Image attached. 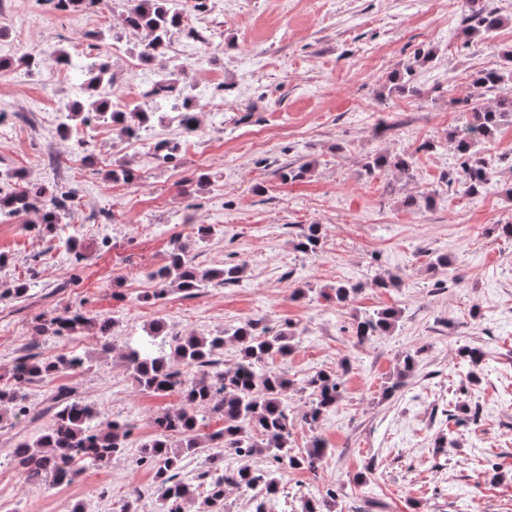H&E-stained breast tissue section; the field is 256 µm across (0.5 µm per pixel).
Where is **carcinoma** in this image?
Masks as SVG:
<instances>
[{
  "label": "carcinoma",
  "instance_id": "1",
  "mask_svg": "<svg viewBox=\"0 0 512 512\" xmlns=\"http://www.w3.org/2000/svg\"><path fill=\"white\" fill-rule=\"evenodd\" d=\"M126 25L144 33L141 53L169 42L179 26V13L175 0H128ZM467 30L472 35L490 37L505 24V18L495 9L471 11ZM62 60L87 76V88L98 85L109 68L85 59L71 60L61 53ZM511 63L508 69L479 70L471 75L474 94L465 100L471 120L454 132L457 153L455 176L448 184H456L469 195L480 194L491 185V176L481 175V169L489 167L481 156L478 146L501 123L512 119V49L504 51ZM392 89L402 96H414L411 70L391 77ZM495 93L493 105L484 104V95ZM86 113H95L105 123L126 129H139L148 124L153 116L149 108L135 106L122 110L106 100L92 96L73 104L70 111L60 116V130L68 132L70 122ZM414 159L411 154L378 155L366 162L369 172L387 169L410 174ZM73 191L47 196L40 189H20L0 196V223L22 213L40 215L39 228L53 231L59 223L60 211L70 202ZM322 240L321 225L303 224L296 236L295 247L303 253H316ZM167 264L152 269L146 276L156 283L153 298H158L176 288L186 294L204 286H224L240 280L244 267L226 264L220 269L202 270L190 260H181L189 247L174 239ZM361 284L339 283L331 288L336 303L341 304L355 295ZM399 313L387 308L357 321L354 335L365 341L374 336L390 334L396 327ZM113 321L94 319L75 310L60 316L42 317L34 330L40 336H64L93 331L101 340L111 339ZM294 336L285 330L270 333L262 319H248L234 329L212 336L194 334L170 335L163 322L153 323L146 338L127 344L122 353L132 382L141 390L155 395L171 393L172 375L181 367H204L219 363L224 355V344L231 342L239 348L236 364L220 374L222 409L206 412L209 383L203 377L189 385L179 407L154 420L152 434L138 445L136 463L149 467L158 485L159 512H177L174 503L190 504L200 501L199 512H221L226 508L225 484L250 486L263 483L269 491L280 489V474L285 470H302L317 474L325 458V443L316 437L309 448L297 452L293 448L291 417L294 408L288 403V389L294 381L281 370L268 368L269 363L285 361L293 349ZM72 359L62 355L55 358H38L24 355L14 362L10 378L0 383V429L14 426L25 411L24 396L20 387L34 378L54 376L71 369ZM300 391L308 394L307 410L302 419L310 427L317 426L323 417L333 410L344 392L343 374L333 369H320L310 375ZM49 425L31 442H20L13 451V458L22 466L21 475L30 480L42 477L56 485H69L85 470L98 468L125 454L129 447L130 426L124 422H99L80 399L72 397V390L60 387L49 407ZM219 417L223 427L210 431V422ZM95 431L99 438L94 448L85 447L86 434ZM223 446L236 454L249 457L265 453L268 465L263 468L243 466L221 475L207 478L198 488L181 477L183 462L188 457H211L213 449Z\"/></svg>",
  "mask_w": 512,
  "mask_h": 512
}]
</instances>
